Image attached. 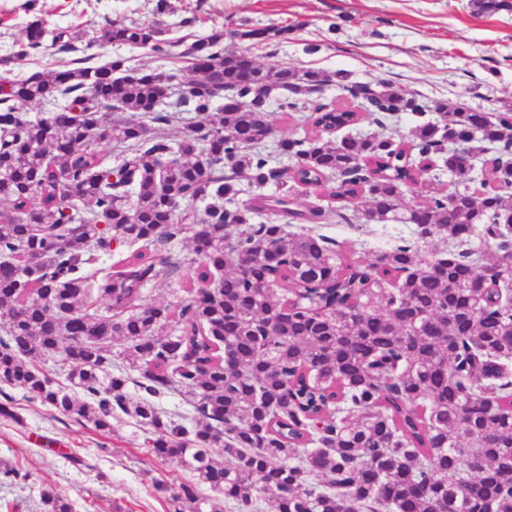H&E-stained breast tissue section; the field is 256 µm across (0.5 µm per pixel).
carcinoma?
Returning a JSON list of instances; mask_svg holds the SVG:
<instances>
[{
    "label": "carcinoma",
    "mask_w": 512,
    "mask_h": 512,
    "mask_svg": "<svg viewBox=\"0 0 512 512\" xmlns=\"http://www.w3.org/2000/svg\"><path fill=\"white\" fill-rule=\"evenodd\" d=\"M166 34L115 19L103 37L166 60L175 47ZM226 36L263 41L268 31L197 37L184 50L193 78L117 56L0 79V385L98 430H112L118 412L135 419L155 458L179 460L209 491L181 485L175 512H262L267 494L275 512H512V172L497 156L493 188L444 194L429 171L436 157L463 174L481 155L512 151V116L493 122L441 100L433 110L447 124L424 121L407 138L385 120L424 116L419 98L390 84L360 88L340 71L262 66L248 48H224ZM84 37L35 20L0 63L76 53ZM333 83L372 108L382 133L328 137L362 119L309 99ZM166 87L177 89L170 102ZM253 88L281 91L285 115L309 112L303 136L276 144L283 167L264 152L273 120ZM69 104L79 113L61 128L27 116L32 105ZM105 109L141 121L106 123ZM180 112L195 121L179 139L146 135ZM450 139L463 156L448 153ZM105 145L121 157L115 168ZM423 171L421 216L405 194ZM286 177L342 205L296 209ZM271 183L282 193L239 204L244 186ZM261 211L271 222H254ZM332 215L414 226L425 217L448 252L427 258L403 237L368 259L285 229ZM182 233L194 254L186 298L176 310L144 303L145 281L159 275L151 246ZM475 237L496 243L472 248ZM114 241L134 251L94 285L82 267ZM37 253L47 260L32 269ZM477 276L494 289L475 295ZM57 356L64 384L42 367ZM128 368L140 371V400L126 391ZM166 392L188 399L192 428L152 404ZM44 505L71 512L52 491Z\"/></svg>",
    "instance_id": "cac0c4a2"
}]
</instances>
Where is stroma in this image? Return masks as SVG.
Masks as SVG:
<instances>
[{
    "mask_svg": "<svg viewBox=\"0 0 512 512\" xmlns=\"http://www.w3.org/2000/svg\"><path fill=\"white\" fill-rule=\"evenodd\" d=\"M172 13L155 12L156 0H0V56L36 19L48 27L97 31L114 19L161 22L172 40L214 29L266 28L271 39L253 46L264 66L342 70L363 83L388 81L431 101L453 100L498 113L512 109V10L479 12L472 0H170ZM195 18L194 28L182 27ZM295 233H319L354 243L362 255L389 248L409 235L405 224H295ZM159 258L178 270L148 280V301L178 305L184 297L186 240ZM0 469L28 472L25 482L0 478V512H44L40 494L66 495L72 512H173L170 494L196 478L175 460L148 451L142 427L125 415L111 433L83 426L23 391L8 389L0 404Z\"/></svg>",
    "mask_w": 512,
    "mask_h": 512,
    "instance_id": "stroma-1",
    "label": "stroma"
}]
</instances>
